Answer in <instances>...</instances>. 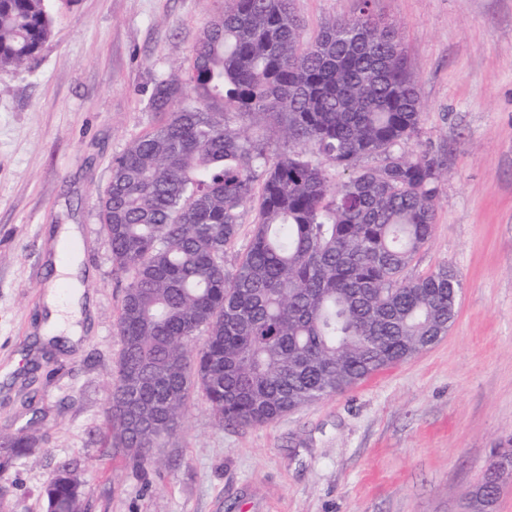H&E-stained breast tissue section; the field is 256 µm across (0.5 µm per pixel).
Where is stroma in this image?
Instances as JSON below:
<instances>
[{
	"label": "stroma",
	"instance_id": "1",
	"mask_svg": "<svg viewBox=\"0 0 512 512\" xmlns=\"http://www.w3.org/2000/svg\"><path fill=\"white\" fill-rule=\"evenodd\" d=\"M221 0H54L53 32L23 69L0 68V431L35 454L6 473L0 512H43L58 462L75 461L87 512H470L512 436V0H374L422 105L404 149L445 170L430 240L407 277L462 284L431 348L264 425H217L201 394L154 462L104 448L123 284L96 200L112 161L156 123V81L187 66ZM304 42L356 0H290ZM87 307L78 343L42 334L62 225Z\"/></svg>",
	"mask_w": 512,
	"mask_h": 512
}]
</instances>
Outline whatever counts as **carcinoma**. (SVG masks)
<instances>
[{"mask_svg":"<svg viewBox=\"0 0 512 512\" xmlns=\"http://www.w3.org/2000/svg\"><path fill=\"white\" fill-rule=\"evenodd\" d=\"M52 0H0V68L21 69L52 33ZM151 131L112 164L98 201L126 280L108 449L144 462L199 390L222 425H264L343 393L447 334L461 288L446 268L404 275L430 239L443 164L398 154L421 106L396 30L372 0L302 43L289 0H224L183 76L157 81ZM282 124L283 149L230 124ZM348 171L331 186L313 160ZM378 154L385 163L360 169ZM262 181L235 273L224 267ZM204 337L201 347L194 337ZM33 440L0 432V475ZM77 464L56 465L46 512H86Z\"/></svg>","mask_w":512,"mask_h":512,"instance_id":"1","label":"carcinoma"}]
</instances>
